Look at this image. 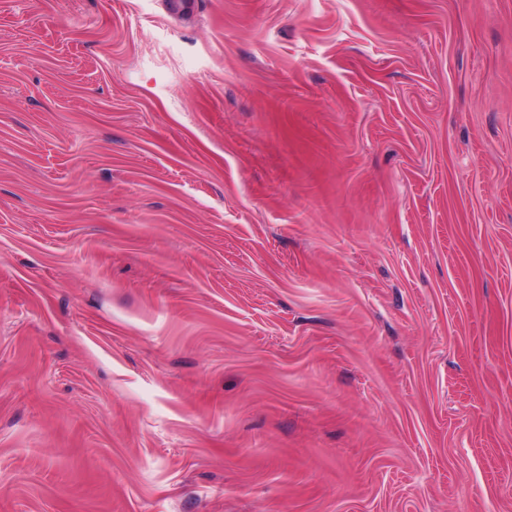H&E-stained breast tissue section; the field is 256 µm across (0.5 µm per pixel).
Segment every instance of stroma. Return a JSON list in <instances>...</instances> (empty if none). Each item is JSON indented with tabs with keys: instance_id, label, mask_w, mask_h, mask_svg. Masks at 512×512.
Segmentation results:
<instances>
[{
	"instance_id": "35a3bbf8",
	"label": "stroma",
	"mask_w": 512,
	"mask_h": 512,
	"mask_svg": "<svg viewBox=\"0 0 512 512\" xmlns=\"http://www.w3.org/2000/svg\"><path fill=\"white\" fill-rule=\"evenodd\" d=\"M0 512H512V0H0Z\"/></svg>"
}]
</instances>
